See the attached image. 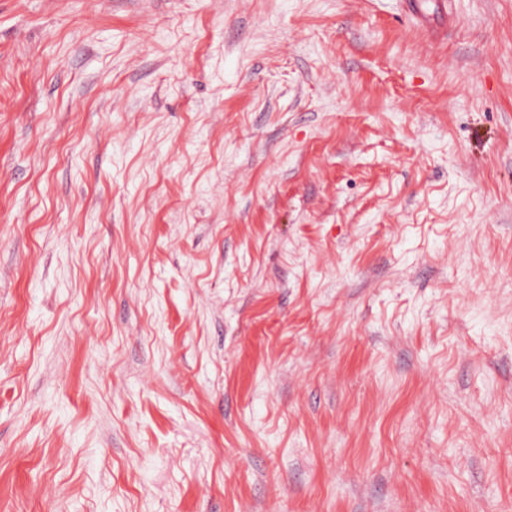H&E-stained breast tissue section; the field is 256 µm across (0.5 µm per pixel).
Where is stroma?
<instances>
[{
	"mask_svg": "<svg viewBox=\"0 0 512 512\" xmlns=\"http://www.w3.org/2000/svg\"><path fill=\"white\" fill-rule=\"evenodd\" d=\"M0 0V512H512V0Z\"/></svg>",
	"mask_w": 512,
	"mask_h": 512,
	"instance_id": "35a3bbf8",
	"label": "stroma"
}]
</instances>
